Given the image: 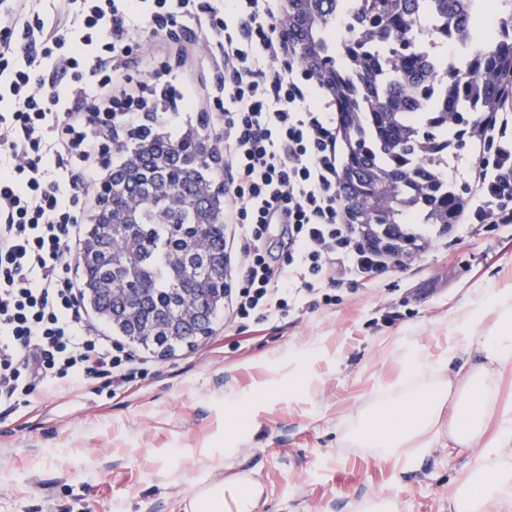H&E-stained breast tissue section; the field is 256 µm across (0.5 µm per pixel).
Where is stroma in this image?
Wrapping results in <instances>:
<instances>
[{
  "label": "stroma",
  "mask_w": 512,
  "mask_h": 512,
  "mask_svg": "<svg viewBox=\"0 0 512 512\" xmlns=\"http://www.w3.org/2000/svg\"><path fill=\"white\" fill-rule=\"evenodd\" d=\"M216 3L195 0L193 18L170 27L139 20L129 37L140 49L114 73L158 112L182 111L181 93L194 92L210 136L224 69L198 29ZM497 288L512 289V230L462 224L450 246L400 259L379 287L344 282L335 304H292L278 327L252 321L241 333L220 312L209 335L169 355L133 344L146 366L125 389L59 383L0 411V512H191L203 477L242 475L261 486L264 512H361L385 498L392 512H448L469 452L430 449L413 471L346 434L382 391L413 387L409 350L438 355L471 300ZM263 386L278 392L231 442L227 394Z\"/></svg>",
  "instance_id": "obj_1"
}]
</instances>
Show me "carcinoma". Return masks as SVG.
<instances>
[{"label": "carcinoma", "instance_id": "carcinoma-1", "mask_svg": "<svg viewBox=\"0 0 512 512\" xmlns=\"http://www.w3.org/2000/svg\"><path fill=\"white\" fill-rule=\"evenodd\" d=\"M437 16L468 30V47L481 23L496 30L495 45L464 57L448 77L452 89L441 101L427 83L443 61L411 39L416 21ZM288 42L336 105L344 145L338 189L348 223L388 226L396 253L406 251L401 225L455 223L461 195L442 177L439 154L462 149L465 135L478 129L477 118L500 110L501 85L512 74V13L493 11L487 0H288ZM128 141L115 147L122 154L112 166L115 204L130 194L149 202L135 224L90 225L80 263L83 288L103 313L125 302L111 291L115 279L134 275L144 289L136 321L151 326L140 343L171 352L167 327L176 316L203 308L211 321L224 302L217 291L227 275L224 197L173 216L157 194L165 188L194 195L206 179L210 161L193 155L201 141L194 129L173 141L156 131L149 112ZM148 143L150 153L143 151ZM113 249L128 257L117 272L100 257Z\"/></svg>", "mask_w": 512, "mask_h": 512}]
</instances>
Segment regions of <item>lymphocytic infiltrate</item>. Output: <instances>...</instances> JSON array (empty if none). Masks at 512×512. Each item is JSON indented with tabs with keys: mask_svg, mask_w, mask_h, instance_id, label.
<instances>
[{
	"mask_svg": "<svg viewBox=\"0 0 512 512\" xmlns=\"http://www.w3.org/2000/svg\"><path fill=\"white\" fill-rule=\"evenodd\" d=\"M188 0H0V409L38 386L91 379L119 389L139 370L124 345L93 335L65 260L80 231L82 192L125 88L107 63L134 49L125 33L144 16L174 24ZM230 79L213 108L226 161L229 245L226 317L273 321L289 298L332 303L336 283L374 287L393 257L386 240L347 223L337 190V115L302 66L284 60L263 0L210 7L201 29ZM484 116L458 215L481 229L512 224V83Z\"/></svg>",
	"mask_w": 512,
	"mask_h": 512,
	"instance_id": "1",
	"label": "lymphocytic infiltrate"
}]
</instances>
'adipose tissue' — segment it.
I'll return each mask as SVG.
<instances>
[{"mask_svg": "<svg viewBox=\"0 0 512 512\" xmlns=\"http://www.w3.org/2000/svg\"><path fill=\"white\" fill-rule=\"evenodd\" d=\"M492 311L497 318L488 328L484 322ZM458 330L453 347L438 364L460 360L463 379L385 395L381 421L361 419L356 440L388 455L408 451L423 456L437 444L448 393H456L448 436L455 447L473 449L474 454L469 481L450 499L451 512H512V408L497 405L501 368L512 360V293L473 302ZM260 506V490L248 487L242 477L205 483L190 504L192 512H258Z\"/></svg>", "mask_w": 512, "mask_h": 512, "instance_id": "adipose-tissue-1", "label": "adipose tissue"}]
</instances>
